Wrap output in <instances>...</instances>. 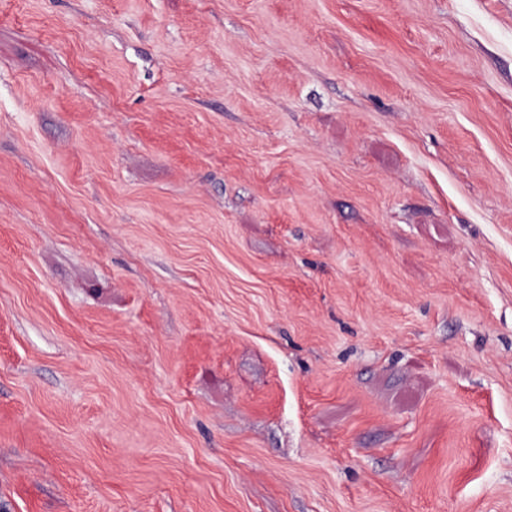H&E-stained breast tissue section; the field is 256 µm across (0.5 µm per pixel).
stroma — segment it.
<instances>
[{
	"instance_id": "obj_1",
	"label": "stroma",
	"mask_w": 512,
	"mask_h": 512,
	"mask_svg": "<svg viewBox=\"0 0 512 512\" xmlns=\"http://www.w3.org/2000/svg\"><path fill=\"white\" fill-rule=\"evenodd\" d=\"M0 512H512V0H0Z\"/></svg>"
}]
</instances>
